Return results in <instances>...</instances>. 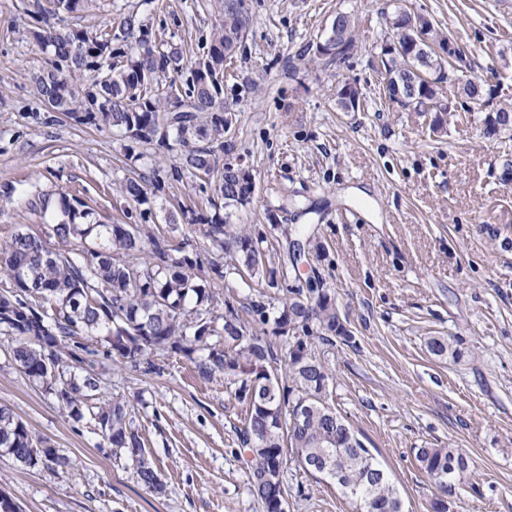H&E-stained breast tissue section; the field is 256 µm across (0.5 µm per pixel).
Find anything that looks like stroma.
I'll use <instances>...</instances> for the list:
<instances>
[{"label":"stroma","instance_id":"1","mask_svg":"<svg viewBox=\"0 0 512 512\" xmlns=\"http://www.w3.org/2000/svg\"><path fill=\"white\" fill-rule=\"evenodd\" d=\"M33 2L0 0V238L45 233L10 194L29 183L79 196L106 223H140L124 179L176 156L140 143L128 160L126 139L46 112L29 81L46 60L25 34ZM398 7L444 30L462 52L460 77L512 96V0H245L246 37L224 71L231 125L216 156L243 161L256 179L233 222L314 230L299 269L335 291L351 335L317 347L333 377L329 401L384 463L406 512H430L436 494L415 458L423 446L470 459L453 512H512V134H486L482 107L451 82L443 94L459 118L438 139L425 118L386 101L377 57L390 35L383 14ZM340 11L357 15L362 43L338 66L315 44ZM132 12L194 56L223 20L214 0H94L67 23L116 29ZM345 81L363 92L359 111L336 109ZM213 194L166 181L146 220L180 243L189 227L166 223L165 210L204 208ZM269 245L282 257L289 242L270 233ZM432 336L454 337L460 359L431 356ZM85 344L101 397L138 399L135 424L164 490L144 489L132 462L113 457L92 407L79 420L62 411L0 339V406L76 462L54 473L0 456V492L21 512H262L236 443L242 406L222 379H199L173 353L153 355L157 373L123 369L97 340ZM287 477L304 488L287 512H354L330 481L293 468Z\"/></svg>","mask_w":512,"mask_h":512}]
</instances>
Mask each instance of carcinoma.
<instances>
[{
    "mask_svg": "<svg viewBox=\"0 0 512 512\" xmlns=\"http://www.w3.org/2000/svg\"><path fill=\"white\" fill-rule=\"evenodd\" d=\"M90 3L36 0L27 11L31 42L50 54L29 75L40 100L77 124L177 153L178 165L170 170L152 168L121 187L126 199L146 206L147 215L154 202L148 186L185 176L210 177L226 208L247 199L256 183H241L231 162L217 166L211 147L224 146L228 120L214 80L224 75V50L239 47L242 0H217L236 26L212 29L184 89L173 82L158 87L160 76L181 72L182 46L152 40L138 14L125 17L115 33L53 23L85 12ZM339 33L358 45L351 14L341 17ZM100 68L109 71V79H98ZM440 98V81L422 82L407 110L425 112ZM484 124L488 133L511 130L512 104L491 109ZM18 197L41 215L47 236L61 248L51 249L23 230L0 242V273L10 281L4 293L22 306L33 292L43 307L37 317H0V337L10 343L19 370L41 386L47 382L45 359L52 358L57 382L51 394L70 416L82 417L83 405L99 390L83 367L87 347L76 337L99 339L112 362L125 368L147 363L154 369L151 355L182 354L200 379L223 378L227 391L246 405L237 445L252 453L248 491L263 512H287L293 491L286 478L289 463L333 481L361 512H405L385 469L328 403L331 373L316 345H332L338 336L350 339L335 292L315 279L301 280L294 266L274 263L266 235L230 223L231 213L221 214L212 203L191 219V232L228 252L229 261L206 263L184 254L189 237L175 246L146 224H104L93 218L92 208L64 193L31 185ZM236 277L251 290L245 305L212 288ZM427 349L439 359L461 356L446 336L430 337ZM94 418L112 455L131 460L137 481L160 491L163 483L134 425L133 405L107 400ZM40 442L11 409L0 407V453L26 467H74L51 446L36 447ZM415 457L443 494L456 492L469 469L468 457L456 448H419Z\"/></svg>",
    "mask_w": 512,
    "mask_h": 512,
    "instance_id": "cac0c4a2",
    "label": "carcinoma"
}]
</instances>
